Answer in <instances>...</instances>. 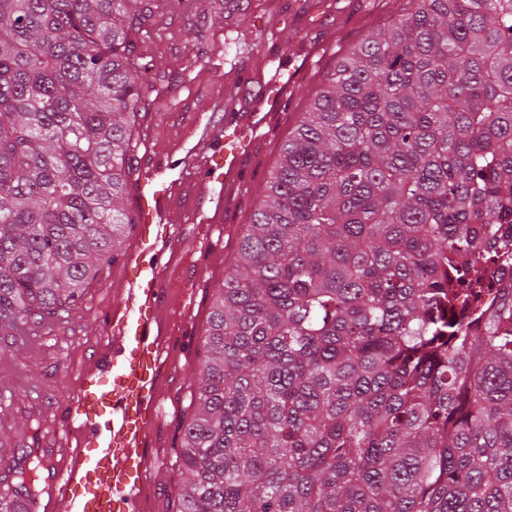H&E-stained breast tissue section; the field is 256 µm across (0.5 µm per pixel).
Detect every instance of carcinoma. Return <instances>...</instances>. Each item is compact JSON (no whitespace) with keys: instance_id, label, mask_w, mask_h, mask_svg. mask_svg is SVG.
I'll return each mask as SVG.
<instances>
[{"instance_id":"1","label":"carcinoma","mask_w":512,"mask_h":512,"mask_svg":"<svg viewBox=\"0 0 512 512\" xmlns=\"http://www.w3.org/2000/svg\"><path fill=\"white\" fill-rule=\"evenodd\" d=\"M150 0H0V336L122 206ZM282 145L204 331L176 512H512V0H408Z\"/></svg>"}]
</instances>
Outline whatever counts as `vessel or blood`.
I'll list each match as a JSON object with an SVG mask.
<instances>
[{
  "instance_id": "vessel-or-blood-1",
  "label": "vessel or blood",
  "mask_w": 512,
  "mask_h": 512,
  "mask_svg": "<svg viewBox=\"0 0 512 512\" xmlns=\"http://www.w3.org/2000/svg\"><path fill=\"white\" fill-rule=\"evenodd\" d=\"M311 66L307 57L287 76H274L258 100L226 96L214 106L221 122L195 117L178 155L153 154L136 183L137 246L126 256L128 272L101 318L105 343L62 416L64 435L75 445L62 454L45 449L41 493L0 491L9 512H146L162 459L154 428L165 415L163 370L175 339L194 323L188 314L172 324L161 311L186 234L177 207L191 208L192 223H215L225 202L247 185L242 162L258 132L282 117L289 91Z\"/></svg>"
}]
</instances>
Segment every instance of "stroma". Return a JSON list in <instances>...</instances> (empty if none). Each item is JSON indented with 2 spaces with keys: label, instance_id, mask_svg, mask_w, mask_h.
<instances>
[{
  "label": "stroma",
  "instance_id": "obj_1",
  "mask_svg": "<svg viewBox=\"0 0 512 512\" xmlns=\"http://www.w3.org/2000/svg\"><path fill=\"white\" fill-rule=\"evenodd\" d=\"M406 5V0H227L222 9L184 12L169 5L156 9L150 20L162 33L160 43L140 42L130 52L132 63L152 58L159 76L158 90L143 102L138 130L149 132V148L140 149L134 173H141L152 151L176 149L187 136L194 115L211 112L229 92L250 97L261 79L271 77L276 64H301L304 48L323 47L314 56L307 79L288 96V113L273 133L261 136L244 161L249 188L222 216L221 229L201 232L179 214L188 227L179 248L177 265L164 294V309L171 320L182 316L185 289H194L193 316L197 331H204L224 276L233 267L245 224L258 204V194L276 165L282 143L295 126L339 59L370 34L383 27ZM280 18L282 38L253 50L237 42L239 30L265 25ZM216 54L238 61L250 74L240 84L231 69H207ZM136 229L125 230L115 260L102 261L80 301L65 319L33 324L26 336L0 338L8 346L0 356V481H16L26 474L31 487L42 490L41 451L62 447L60 415L72 400L83 373L91 366L104 341L102 314L112 304L117 281L125 274L124 258L134 247ZM204 355L202 339H195L189 354L174 353L167 372L164 405L167 414L157 429L165 456L157 468L148 497L149 512H173L183 477L176 464L182 444L181 422L196 389L193 367Z\"/></svg>",
  "mask_w": 512,
  "mask_h": 512
}]
</instances>
